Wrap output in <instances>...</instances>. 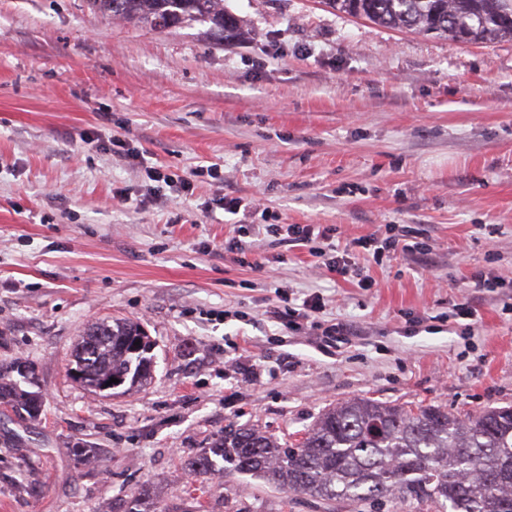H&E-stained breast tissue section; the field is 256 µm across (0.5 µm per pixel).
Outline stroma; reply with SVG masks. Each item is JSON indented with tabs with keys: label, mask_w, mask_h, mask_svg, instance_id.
<instances>
[{
	"label": "stroma",
	"mask_w": 512,
	"mask_h": 512,
	"mask_svg": "<svg viewBox=\"0 0 512 512\" xmlns=\"http://www.w3.org/2000/svg\"><path fill=\"white\" fill-rule=\"evenodd\" d=\"M225 5L246 44L87 0H0V365L26 361L44 401L34 424L0 407V512H125L143 491L162 512H390L183 463L229 426L297 445L353 399L461 418L512 406L499 294H480L473 333L453 310L474 274L512 280V42L390 30L323 0ZM157 171L176 180L165 203ZM222 196L261 205L242 218ZM242 219L335 224L344 244L408 225L431 262L396 254L362 289L250 234L251 269L224 251ZM281 290L320 292L322 320L360 335L322 351L267 317ZM113 319L143 326L155 368L99 396L70 367ZM76 447L103 465H78Z\"/></svg>",
	"instance_id": "obj_1"
}]
</instances>
